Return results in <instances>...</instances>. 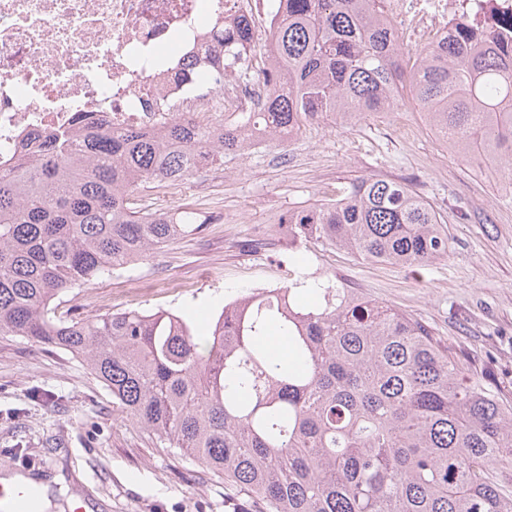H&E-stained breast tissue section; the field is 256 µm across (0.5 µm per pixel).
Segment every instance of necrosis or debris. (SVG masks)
I'll return each mask as SVG.
<instances>
[{
    "mask_svg": "<svg viewBox=\"0 0 512 512\" xmlns=\"http://www.w3.org/2000/svg\"><path fill=\"white\" fill-rule=\"evenodd\" d=\"M262 13L277 26L281 0H0V166L23 141L106 120L115 130L153 129L173 114L203 124L251 112V87L223 94L183 79L187 56L212 47L225 26ZM384 13L412 39H436L465 24L507 39L512 0H384Z\"/></svg>",
    "mask_w": 512,
    "mask_h": 512,
    "instance_id": "1",
    "label": "necrosis or debris"
}]
</instances>
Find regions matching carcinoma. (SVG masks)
Segmentation results:
<instances>
[{
	"label": "carcinoma",
	"mask_w": 512,
	"mask_h": 512,
	"mask_svg": "<svg viewBox=\"0 0 512 512\" xmlns=\"http://www.w3.org/2000/svg\"><path fill=\"white\" fill-rule=\"evenodd\" d=\"M285 2L255 71L257 111L218 127L82 125L0 169V335L80 358L112 407L262 512H512L490 476L512 467V407L425 324L340 280L299 272L224 303L204 328L166 310L58 312L72 289L202 230L196 213H147L135 195L247 152L253 129L283 145L319 117L351 124L407 92L461 158L512 166V44L458 26L406 59L380 0ZM254 37L245 21L219 28L201 79L224 92L238 60L224 41ZM279 223L293 243L375 263L448 256L431 204L395 181H353ZM273 328L286 360L268 346Z\"/></svg>",
	"instance_id": "carcinoma-1"
}]
</instances>
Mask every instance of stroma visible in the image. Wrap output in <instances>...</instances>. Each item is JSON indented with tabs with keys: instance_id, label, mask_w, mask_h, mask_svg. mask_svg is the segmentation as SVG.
<instances>
[{
	"instance_id": "35a3bbf8",
	"label": "stroma",
	"mask_w": 512,
	"mask_h": 512,
	"mask_svg": "<svg viewBox=\"0 0 512 512\" xmlns=\"http://www.w3.org/2000/svg\"><path fill=\"white\" fill-rule=\"evenodd\" d=\"M405 137L383 112L343 125L324 118L290 142L225 158L207 176L208 194L169 197L143 190L139 208L198 210L215 229L192 233L112 278L68 293L62 311L192 312L309 271L338 279L427 324L476 376L512 405V194L461 161L408 113ZM361 178L407 184L430 202L449 238L445 259L407 268L370 263L313 244H288L285 211L335 198ZM51 480L47 512H259L260 506L202 466L186 467L112 409V395L69 352L0 336V477Z\"/></svg>"
}]
</instances>
